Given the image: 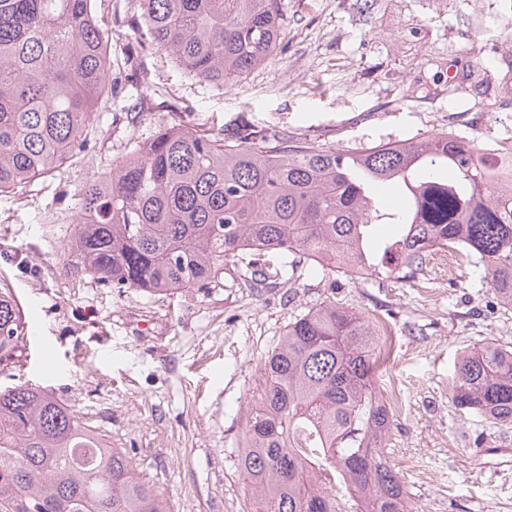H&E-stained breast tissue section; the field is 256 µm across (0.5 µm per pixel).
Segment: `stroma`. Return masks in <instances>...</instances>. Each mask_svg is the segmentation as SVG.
I'll use <instances>...</instances> for the list:
<instances>
[{
	"mask_svg": "<svg viewBox=\"0 0 512 512\" xmlns=\"http://www.w3.org/2000/svg\"><path fill=\"white\" fill-rule=\"evenodd\" d=\"M282 43L228 85L200 83L135 34L139 0H93L109 34L112 81L85 146L63 172L0 196V287L28 324L10 375L70 406L131 457L168 512H254L240 466L260 363L289 323L333 302L394 339L379 394L395 400L388 442L412 512H512V426L490 427L452 403L460 355L486 340L512 347V309L479 256L434 252L410 283L301 261L288 285L252 288L242 252L221 282L151 295L65 273L79 187L108 173L159 127L232 133L248 126L362 150L443 129L512 133V0H281ZM150 81L152 90L142 88Z\"/></svg>",
	"mask_w": 512,
	"mask_h": 512,
	"instance_id": "obj_1",
	"label": "stroma"
}]
</instances>
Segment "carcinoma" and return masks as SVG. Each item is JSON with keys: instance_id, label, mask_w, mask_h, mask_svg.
Segmentation results:
<instances>
[{"instance_id": "cac0c4a2", "label": "carcinoma", "mask_w": 512, "mask_h": 512, "mask_svg": "<svg viewBox=\"0 0 512 512\" xmlns=\"http://www.w3.org/2000/svg\"><path fill=\"white\" fill-rule=\"evenodd\" d=\"M93 0H0V193L60 172L112 73ZM281 0H142V36L190 77L231 85L280 45ZM512 143L440 131L359 152L277 131L162 127L79 189L64 268L161 295L218 283L253 253L248 285L282 276L281 255L412 282L448 247L476 253L512 307ZM393 187L399 204L378 194ZM26 335L0 288V371ZM375 337L353 311L321 304L288 324L262 367L241 470L256 512H337L331 480L356 512H409L386 448ZM453 403L512 424V351L485 344L456 368ZM0 512H166L130 457L38 386L0 388Z\"/></svg>"}]
</instances>
